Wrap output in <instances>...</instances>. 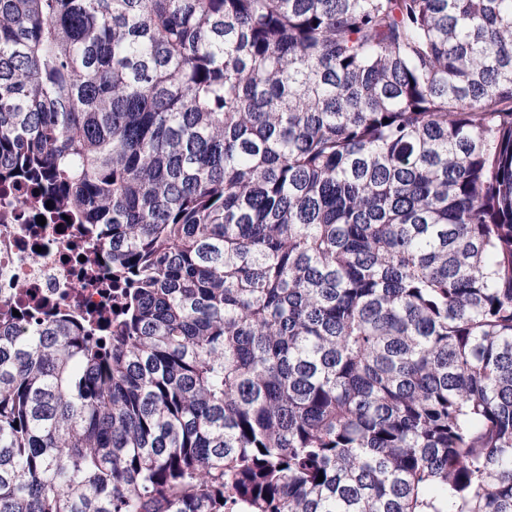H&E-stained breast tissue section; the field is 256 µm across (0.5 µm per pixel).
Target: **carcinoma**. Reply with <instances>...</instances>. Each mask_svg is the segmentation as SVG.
<instances>
[{"label": "carcinoma", "instance_id": "cac0c4a2", "mask_svg": "<svg viewBox=\"0 0 512 512\" xmlns=\"http://www.w3.org/2000/svg\"><path fill=\"white\" fill-rule=\"evenodd\" d=\"M18 173L112 326H0V512H512V0H0Z\"/></svg>", "mask_w": 512, "mask_h": 512}]
</instances>
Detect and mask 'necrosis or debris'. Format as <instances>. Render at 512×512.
I'll return each mask as SVG.
<instances>
[{"instance_id": "necrosis-or-debris-1", "label": "necrosis or debris", "mask_w": 512, "mask_h": 512, "mask_svg": "<svg viewBox=\"0 0 512 512\" xmlns=\"http://www.w3.org/2000/svg\"><path fill=\"white\" fill-rule=\"evenodd\" d=\"M25 190L0 187V323L29 308L83 317L111 310V279L88 264L100 253L96 239L82 224H37L17 204Z\"/></svg>"}]
</instances>
